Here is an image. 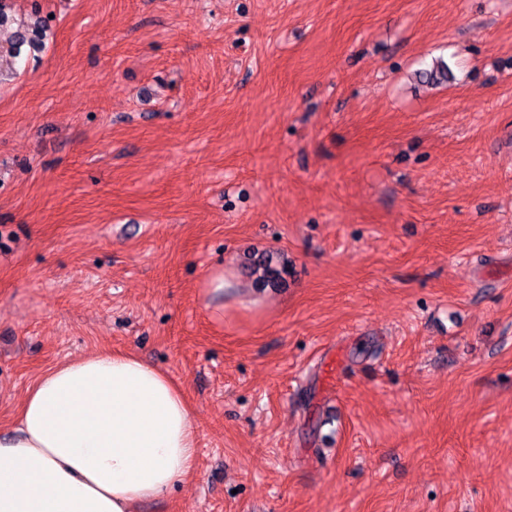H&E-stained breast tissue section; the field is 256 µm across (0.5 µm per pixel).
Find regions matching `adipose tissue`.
<instances>
[{
	"mask_svg": "<svg viewBox=\"0 0 512 512\" xmlns=\"http://www.w3.org/2000/svg\"><path fill=\"white\" fill-rule=\"evenodd\" d=\"M196 449L168 373L130 353L67 361L0 437V512H138L193 474Z\"/></svg>",
	"mask_w": 512,
	"mask_h": 512,
	"instance_id": "1",
	"label": "adipose tissue"
}]
</instances>
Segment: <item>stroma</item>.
Returning a JSON list of instances; mask_svg holds the SVG:
<instances>
[{
	"mask_svg": "<svg viewBox=\"0 0 512 512\" xmlns=\"http://www.w3.org/2000/svg\"><path fill=\"white\" fill-rule=\"evenodd\" d=\"M103 349L198 435L139 512H512V0H11L0 434ZM46 37V27L42 24V20H40L37 25L20 31L15 35V43L11 48V52L17 57L21 54L23 46L27 45L32 48H37L44 44ZM252 275H256V283L262 287L276 288L285 281V275H288L286 266H272L269 261L260 260L251 271Z\"/></svg>",
	"mask_w": 512,
	"mask_h": 512,
	"instance_id": "35a3bbf8",
	"label": "stroma"
}]
</instances>
